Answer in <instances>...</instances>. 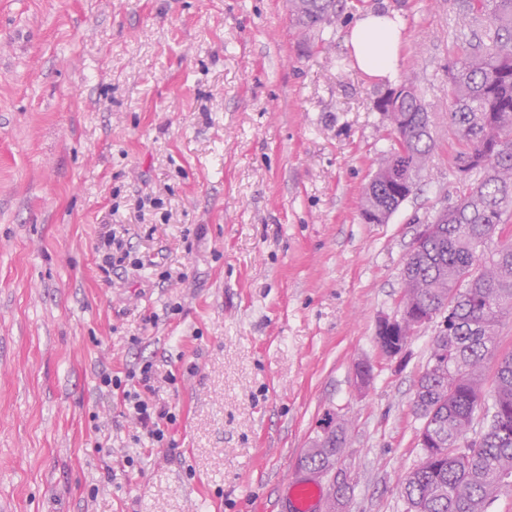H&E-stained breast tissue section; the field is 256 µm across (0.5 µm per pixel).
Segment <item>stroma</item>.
<instances>
[{"instance_id": "35a3bbf8", "label": "stroma", "mask_w": 512, "mask_h": 512, "mask_svg": "<svg viewBox=\"0 0 512 512\" xmlns=\"http://www.w3.org/2000/svg\"><path fill=\"white\" fill-rule=\"evenodd\" d=\"M372 8L404 23L378 80L346 46ZM487 26L465 0H345L314 33L287 0H0V512H285L332 421L348 428L336 512H404L438 327L393 359L375 329L419 225L473 181L448 78ZM404 82L434 153L368 224L392 147L374 102ZM113 224L145 268L102 273ZM148 360L177 377L155 391L180 411L169 449L135 441L99 389L100 370Z\"/></svg>"}]
</instances>
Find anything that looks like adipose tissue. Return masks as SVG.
<instances>
[{"label":"adipose tissue","instance_id":"adipose-tissue-1","mask_svg":"<svg viewBox=\"0 0 512 512\" xmlns=\"http://www.w3.org/2000/svg\"><path fill=\"white\" fill-rule=\"evenodd\" d=\"M402 23L388 13L367 12L350 30L347 46L356 66L373 78L386 77L394 68Z\"/></svg>","mask_w":512,"mask_h":512}]
</instances>
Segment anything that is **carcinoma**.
<instances>
[{"label":"carcinoma","instance_id":"cac0c4a2","mask_svg":"<svg viewBox=\"0 0 512 512\" xmlns=\"http://www.w3.org/2000/svg\"><path fill=\"white\" fill-rule=\"evenodd\" d=\"M339 0H288L297 25L316 30L327 23ZM470 9L487 16L490 44H479L451 77L448 124L458 144L454 161L470 158L468 171L478 175L450 211L439 235L423 242L402 280L404 296L441 309L452 302L453 334L431 350H442L446 368L420 376L413 408L425 421L435 413L440 445L435 458H420L405 476L402 496L407 512H487L503 488L502 475L512 476V354L497 356L502 319L512 315V234L490 250L502 226L512 222V0H470ZM398 108L408 117L392 129L406 146L411 182L398 196L382 175L372 174L370 192L360 209L390 218L417 190L422 160L435 140L430 115L418 90L400 85ZM495 366L491 390L484 388V365ZM479 426L480 451L462 461L463 433ZM347 430H333L314 442L300 466L330 473L343 455Z\"/></svg>","mask_w":512,"mask_h":512}]
</instances>
